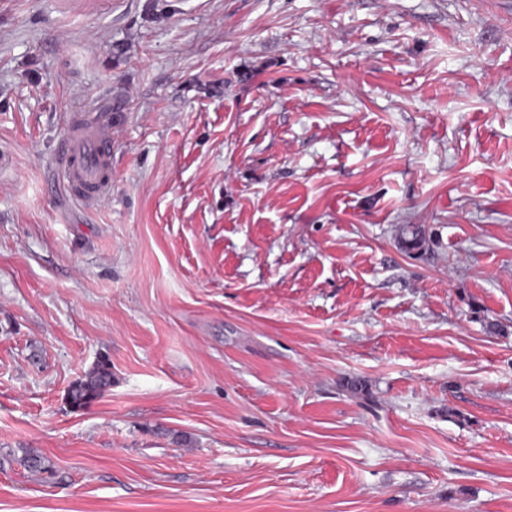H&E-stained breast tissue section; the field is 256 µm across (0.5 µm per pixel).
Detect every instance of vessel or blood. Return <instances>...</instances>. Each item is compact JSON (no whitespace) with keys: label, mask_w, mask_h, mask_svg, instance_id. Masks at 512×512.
<instances>
[{"label":"vessel or blood","mask_w":512,"mask_h":512,"mask_svg":"<svg viewBox=\"0 0 512 512\" xmlns=\"http://www.w3.org/2000/svg\"><path fill=\"white\" fill-rule=\"evenodd\" d=\"M111 149V114L72 118L56 163L58 176L74 199L91 206L101 202L109 185Z\"/></svg>","instance_id":"b4317fda"}]
</instances>
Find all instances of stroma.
Segmentation results:
<instances>
[{
	"label": "stroma",
	"mask_w": 512,
	"mask_h": 512,
	"mask_svg": "<svg viewBox=\"0 0 512 512\" xmlns=\"http://www.w3.org/2000/svg\"><path fill=\"white\" fill-rule=\"evenodd\" d=\"M0 512H512V0H0ZM88 113L72 118L56 163L58 176L71 196L93 206L101 202L109 185L112 115ZM112 388V364L106 357L97 362L68 390L66 399L73 409H81Z\"/></svg>",
	"instance_id": "1"
}]
</instances>
